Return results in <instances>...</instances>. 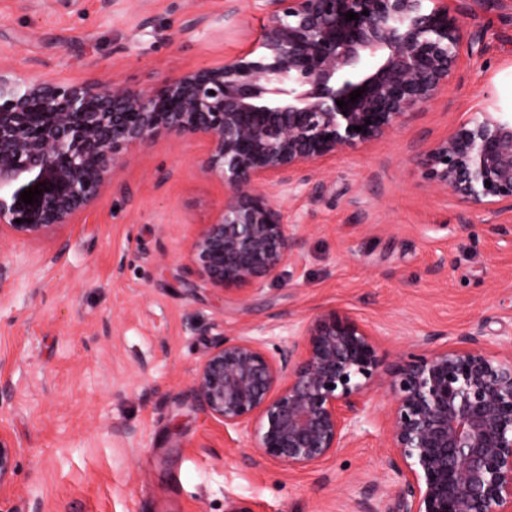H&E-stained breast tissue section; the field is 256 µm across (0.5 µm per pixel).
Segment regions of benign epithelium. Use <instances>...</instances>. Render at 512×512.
I'll use <instances>...</instances> for the list:
<instances>
[{
	"label": "benign epithelium",
	"instance_id": "obj_1",
	"mask_svg": "<svg viewBox=\"0 0 512 512\" xmlns=\"http://www.w3.org/2000/svg\"><path fill=\"white\" fill-rule=\"evenodd\" d=\"M431 3L268 0L259 56L156 90L21 81L0 66V240L50 236L72 223L112 189L125 156L164 130L210 140L203 170L226 188L193 239L194 272L224 293L277 279L293 235L274 188L386 135L451 82L458 20L448 0ZM348 11L358 19L346 20ZM359 88L362 98L349 102ZM422 166L438 191L512 209V109L492 104L429 147ZM41 183L49 191L22 202L20 193ZM379 335L330 309L300 322L286 343L225 337L195 368L196 401L260 459L290 468L317 466L364 425L380 426L395 493L366 500L360 512H512V338L491 343L475 327L440 344L434 334L419 340L423 352L388 363ZM379 387L390 395L380 411L372 402ZM17 455L0 432V496Z\"/></svg>",
	"mask_w": 512,
	"mask_h": 512
}]
</instances>
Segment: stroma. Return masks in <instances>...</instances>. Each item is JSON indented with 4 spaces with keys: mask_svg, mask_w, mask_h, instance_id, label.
I'll return each instance as SVG.
<instances>
[{
    "mask_svg": "<svg viewBox=\"0 0 512 512\" xmlns=\"http://www.w3.org/2000/svg\"><path fill=\"white\" fill-rule=\"evenodd\" d=\"M475 40L446 90L389 135L279 190L292 262L248 295L188 267L224 202L209 143L160 133L55 235L0 242V430L20 447L0 512H355L386 497L377 426L322 464L257 461L196 404L217 340L287 341L336 308L380 326L387 360L473 324L512 336V210L432 189L422 153L512 104V0H449ZM266 0H0V66L62 85L151 90L255 46Z\"/></svg>",
    "mask_w": 512,
    "mask_h": 512,
    "instance_id": "1",
    "label": "stroma"
}]
</instances>
